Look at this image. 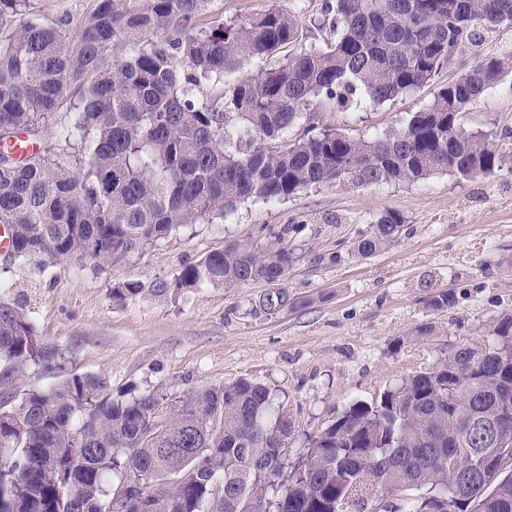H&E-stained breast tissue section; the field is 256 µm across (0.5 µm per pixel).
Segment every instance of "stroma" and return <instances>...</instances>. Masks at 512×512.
Instances as JSON below:
<instances>
[{
  "instance_id": "obj_1",
  "label": "stroma",
  "mask_w": 512,
  "mask_h": 512,
  "mask_svg": "<svg viewBox=\"0 0 512 512\" xmlns=\"http://www.w3.org/2000/svg\"><path fill=\"white\" fill-rule=\"evenodd\" d=\"M322 3L212 0L209 16L224 22L271 6L290 10L301 18L303 46H320L326 35L314 22ZM509 51L512 28H497L434 84L382 106L322 111L315 123L365 138L400 127L475 55ZM462 123L495 136L494 173H438L410 184L344 180L276 203L246 201L112 269L88 259L46 268L0 250V297L22 306L40 340L65 357L59 371L29 365L20 379L0 383V393L18 398L73 374H100L113 390L134 385L171 398L254 379L293 419L291 446L298 449L352 401L371 400L402 376L432 368L457 345L483 343L512 312V76L476 99ZM388 210L405 219L401 239L356 256L354 241ZM282 232L297 260L279 284L182 289L164 298L147 291L229 243L263 252ZM127 280L140 281L145 293L112 299L111 288ZM443 290L453 304L432 307L431 296ZM423 323L435 331L420 338L414 329Z\"/></svg>"
}]
</instances>
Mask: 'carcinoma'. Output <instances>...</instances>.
<instances>
[{
    "instance_id": "1",
    "label": "carcinoma",
    "mask_w": 512,
    "mask_h": 512,
    "mask_svg": "<svg viewBox=\"0 0 512 512\" xmlns=\"http://www.w3.org/2000/svg\"><path fill=\"white\" fill-rule=\"evenodd\" d=\"M210 3L93 0L72 24L0 0V145L71 115L49 149L0 150L12 259L113 268L239 202L499 167L498 145L461 118L512 74V53L477 59L403 126L370 139L319 131L314 114L433 82L481 31L512 27V0H324L318 29L333 38L300 50L298 15L272 6L217 24ZM253 58L272 64L243 73ZM303 120V136L286 138ZM404 223L382 213L354 251L394 244ZM295 258L286 242L263 253L234 242L150 292L274 283ZM143 291L124 282L112 298ZM491 336L351 402L293 461L294 424L260 382L170 403L115 393L101 375L68 376L0 403V512H200L217 483L211 512H512V313ZM61 362L23 308L0 300V380ZM489 455L504 463L494 478L484 476Z\"/></svg>"
}]
</instances>
